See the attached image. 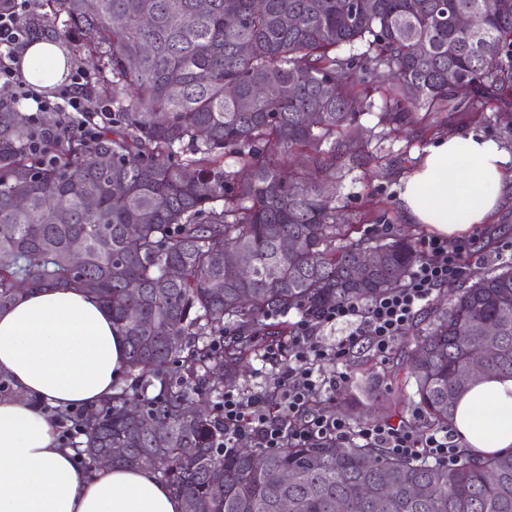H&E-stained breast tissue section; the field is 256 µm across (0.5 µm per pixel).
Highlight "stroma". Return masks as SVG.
Listing matches in <instances>:
<instances>
[{"label":"stroma","mask_w":512,"mask_h":512,"mask_svg":"<svg viewBox=\"0 0 512 512\" xmlns=\"http://www.w3.org/2000/svg\"><path fill=\"white\" fill-rule=\"evenodd\" d=\"M469 131L493 138L512 154V134L506 133L503 122L496 120L490 109L485 110L480 119L464 111L453 114L437 134L445 137ZM359 135L362 141L369 143L374 160L330 185V192L338 195L345 217L359 224L361 233L374 238L404 233L421 240L426 232L420 225L406 223L397 186L400 178L419 162L429 136L417 135L409 126L398 132L389 131L380 124L376 111L362 118ZM413 349L412 336L405 335L386 357L363 348L344 364L343 369L349 376L345 393L359 398L369 393L382 405L381 410L372 413V421L393 420L414 413V388L405 384L400 373Z\"/></svg>","instance_id":"35a3bbf8"}]
</instances>
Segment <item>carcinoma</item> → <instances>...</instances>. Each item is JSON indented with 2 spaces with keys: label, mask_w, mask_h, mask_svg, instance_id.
Wrapping results in <instances>:
<instances>
[{
  "label": "carcinoma",
  "mask_w": 512,
  "mask_h": 512,
  "mask_svg": "<svg viewBox=\"0 0 512 512\" xmlns=\"http://www.w3.org/2000/svg\"><path fill=\"white\" fill-rule=\"evenodd\" d=\"M208 2L200 12L197 0H40L28 28L65 17L77 50L97 56L100 93L112 101V121L72 152L0 101V308L21 283L78 288L112 311L128 375H170L156 396L120 394L83 422L87 455L126 449L114 463L152 467L182 512H278L285 498L293 512H512V452L450 468L328 441L226 453L205 381L260 356L254 329L282 338L287 326L270 320L291 308L313 315L404 284L421 259L413 241L353 237L321 184L370 158L351 137L372 107L369 89L383 93L392 131L420 112L456 111L465 88L467 111L478 117L495 103L512 126V0H373L354 12L345 0ZM462 14L498 54L471 48L456 26ZM87 185L98 192L92 209ZM285 239L296 248L282 251ZM230 253L250 256L251 275L232 273ZM367 253L380 267L359 283L352 270ZM172 265L177 280L167 278ZM414 341L424 351L409 357L414 396L448 428L466 391L449 389L452 375L473 356L485 352L492 372L512 375V264L459 289ZM285 471L297 480L282 483ZM415 487L427 493L417 498Z\"/></svg>",
  "instance_id": "cac0c4a2"
}]
</instances>
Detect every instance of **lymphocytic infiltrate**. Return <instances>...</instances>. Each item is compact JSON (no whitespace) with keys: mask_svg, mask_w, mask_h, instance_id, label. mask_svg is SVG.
Returning a JSON list of instances; mask_svg holds the SVG:
<instances>
[{"mask_svg":"<svg viewBox=\"0 0 512 512\" xmlns=\"http://www.w3.org/2000/svg\"><path fill=\"white\" fill-rule=\"evenodd\" d=\"M32 0H11L8 10L0 11V80L13 81L12 66L28 42L24 19ZM86 74L74 77L72 84L60 86L55 101L35 99L32 90L19 86L17 100H36L32 115L42 123L53 112L77 115L65 135L82 142L92 139L98 121L112 110L111 104L97 101L87 92ZM420 247L425 255L407 283L369 301L347 300L302 316L288 338V362L282 366L273 385L262 392L225 389L219 410L224 418V446L233 448L248 440L263 449L291 446L305 448L314 442L335 439L380 448L392 457H411L436 465H456L463 451L451 435L441 429L418 432L413 420L354 424L333 407L318 404L324 394L339 392L347 382L344 362L355 349L365 347L385 356L404 336L417 313L442 288L462 280L480 254L472 241H449L427 237ZM348 326L349 332L326 346L318 339L321 329Z\"/></svg>","mask_w":512,"mask_h":512,"instance_id":"1","label":"lymphocytic infiltrate"}]
</instances>
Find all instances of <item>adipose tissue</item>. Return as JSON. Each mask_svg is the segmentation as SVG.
<instances>
[{
	"label": "adipose tissue",
	"instance_id": "adipose-tissue-1",
	"mask_svg": "<svg viewBox=\"0 0 512 512\" xmlns=\"http://www.w3.org/2000/svg\"><path fill=\"white\" fill-rule=\"evenodd\" d=\"M512 183V157L479 132L440 138L401 181L408 223L463 237L487 222ZM127 368L125 341L94 296L62 287L23 291L0 310V512H182L151 468L99 466L64 446L50 407L95 409ZM451 430L475 457L512 451V377L483 376L462 394Z\"/></svg>",
	"mask_w": 512,
	"mask_h": 512
}]
</instances>
